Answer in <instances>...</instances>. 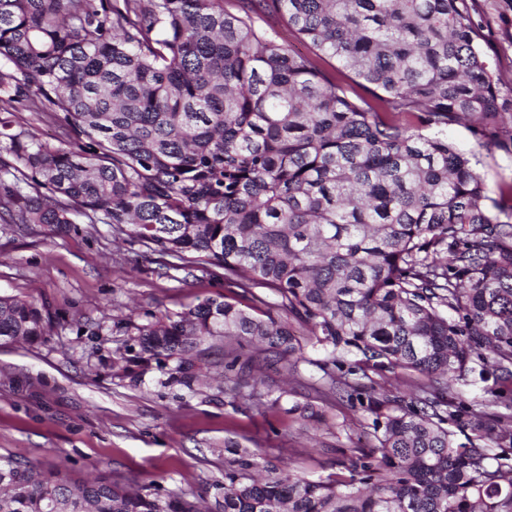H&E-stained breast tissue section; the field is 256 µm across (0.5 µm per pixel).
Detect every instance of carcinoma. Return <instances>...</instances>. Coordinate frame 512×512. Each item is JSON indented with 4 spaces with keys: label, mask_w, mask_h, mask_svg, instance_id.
Listing matches in <instances>:
<instances>
[{
    "label": "carcinoma",
    "mask_w": 512,
    "mask_h": 512,
    "mask_svg": "<svg viewBox=\"0 0 512 512\" xmlns=\"http://www.w3.org/2000/svg\"><path fill=\"white\" fill-rule=\"evenodd\" d=\"M22 101L73 143L13 132ZM499 112L467 0H0V209L107 224L167 269L278 297L274 313L206 298L135 327L125 376L155 365L191 391L194 351L218 340L232 407L280 409L305 433L344 404L366 420L336 422L354 454L318 480L224 443L217 512H512V191L505 218L489 212L447 136L470 119L494 139ZM51 324L0 295L1 341L40 342ZM271 361L317 367L323 406L257 393ZM488 371L504 411L448 410L451 383ZM396 372L408 402L384 389ZM0 512L203 510L0 458Z\"/></svg>",
    "instance_id": "carcinoma-1"
}]
</instances>
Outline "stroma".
<instances>
[{
	"label": "stroma",
	"mask_w": 512,
	"mask_h": 512,
	"mask_svg": "<svg viewBox=\"0 0 512 512\" xmlns=\"http://www.w3.org/2000/svg\"><path fill=\"white\" fill-rule=\"evenodd\" d=\"M481 48L512 101V0H468ZM15 130L67 146L71 135L54 117L18 105ZM448 138L476 162L489 201L512 186V150L478 140L470 122L449 126ZM224 272L159 266L137 243L105 224L77 218L69 230L0 222V294L43 306L53 327L45 342L0 344V456L45 470L62 462L78 483L103 475L140 492L155 485L182 489L214 506L224 477L226 441L315 479L332 470L348 439L298 435L287 415L233 409L210 370L220 352H201L195 392L165 388L150 370L141 382L122 378L115 361L127 341L113 321L147 324L199 300L224 295ZM104 320L93 332L85 320Z\"/></svg>",
	"instance_id": "stroma-1"
}]
</instances>
